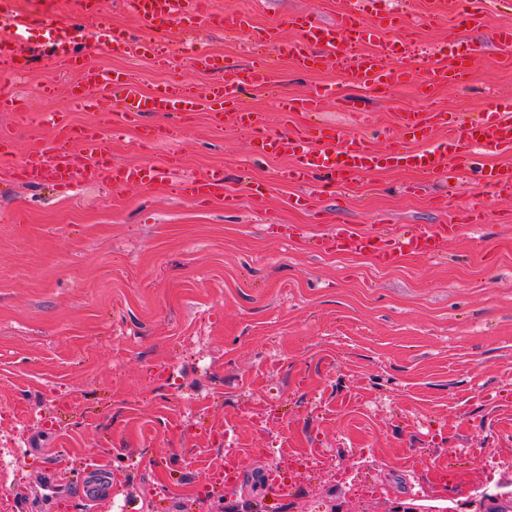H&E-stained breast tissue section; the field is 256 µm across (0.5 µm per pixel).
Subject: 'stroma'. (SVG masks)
Masks as SVG:
<instances>
[{
  "mask_svg": "<svg viewBox=\"0 0 512 512\" xmlns=\"http://www.w3.org/2000/svg\"><path fill=\"white\" fill-rule=\"evenodd\" d=\"M256 26L309 12L324 22L351 0H210ZM404 15L402 38L420 49L462 41L476 50L471 75L434 96L417 90V66L388 94L345 86L335 62L306 71L274 59V91L245 87L237 104L265 113L271 131L305 123L277 107L282 95L334 87L317 119L356 127L373 117L380 149L400 146L397 113L449 116L512 101V65L494 32L512 28V0L488 6L483 25L459 28L450 0H382ZM85 28L172 48L166 69L80 43L86 62L128 72L142 91L166 81L204 88L217 72L193 57L251 64L253 47L219 27L191 35L143 26L116 0H99ZM79 72L37 64L0 76V112L13 153L0 168L45 151L52 118L104 130L113 161L160 163L166 178L119 187L80 176L65 187L0 182V512H29L37 479L68 495L39 512H483L512 497V220L488 203L439 258L384 265L369 255L318 252L311 243L345 224H443V198H478L460 175L385 170L324 188L278 178L289 160L253 158L248 136L215 125L208 110L182 121L122 122L107 90L95 107L72 106ZM359 102L358 112L346 103ZM169 140L143 146L147 127ZM220 168L233 207L198 203L169 183ZM306 195L309 208L291 205ZM278 224L295 226L290 239ZM494 464L480 474L474 449ZM245 453L246 480L224 492V453ZM92 461L110 469L95 500L77 486ZM273 467L290 475V504L268 491Z\"/></svg>",
  "mask_w": 512,
  "mask_h": 512,
  "instance_id": "35a3bbf8",
  "label": "stroma"
}]
</instances>
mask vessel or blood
Listing matches in <instances>:
<instances>
[{"label": "vessel or blood", "mask_w": 512, "mask_h": 512, "mask_svg": "<svg viewBox=\"0 0 512 512\" xmlns=\"http://www.w3.org/2000/svg\"><path fill=\"white\" fill-rule=\"evenodd\" d=\"M145 24L165 28L181 25L183 21L195 24L219 23L225 32L239 34L247 31L248 21L239 13L218 14L211 11L208 0H123ZM34 23L31 15L0 11V25L10 30L7 39L0 40V60L24 54L26 60L46 58L63 68H84L83 59L72 44L78 26L66 20L47 21L48 35L37 44H29L27 33ZM396 25L393 18L377 15L365 19L363 9H350L340 13L334 23H325L311 14H303L298 25L296 40H282L279 29L272 28L260 36L259 41L274 46L281 55L297 58L305 64L319 65L334 59L343 63V73L348 84L354 87L394 84L405 78L400 64L403 55L409 54V43L392 46L390 35ZM111 51L127 56L150 55L158 61L166 56L153 44L135 41L123 35L113 36ZM465 54L449 58L444 48L428 53V65L421 77L423 92H431L441 86L462 82L463 74L457 73L456 62L465 61ZM196 67L204 71L223 70L222 81L209 85L205 91H197L187 84H169L155 92H142L124 72L112 75L110 90L123 102L122 113L128 118H140L152 113H176L187 119L198 112L201 104H208L215 116L225 114V105L234 102L242 87H264L269 83L271 62L261 58L247 71L224 68L220 59L201 57L195 59ZM83 81L70 86L71 102L87 107L93 105L100 89L98 73L84 69ZM283 112H300L315 115L321 109L320 97L284 96L280 99ZM232 122L248 131L254 148L263 153H275L290 158L291 163L283 179L290 184L306 183L312 174H327L331 183L346 186L356 183L369 173L386 168H412L424 174H433L448 168L465 171L474 148L493 149L504 154L501 165H494L480 172L479 182L488 188L494 200L512 201V103L496 110L479 113L465 122L449 119L447 112H406L399 114L396 123L406 142L405 147L388 151L377 150L364 130L346 131L316 123L305 130H291L273 135L267 130L263 113L238 110L229 113ZM448 129L447 139L435 137L438 129ZM94 167L96 171L111 177L119 186L139 185L153 179L155 165L128 166L111 162L101 130L79 127L68 122H58L51 154L35 152L13 165L16 178L30 182L52 181L57 185H69L75 168ZM177 195L186 196L200 203L215 199L225 205H233L235 198L224 182L223 172L216 171L202 179L173 182ZM449 220L444 224L414 226L404 232L365 233L357 226L345 225L336 236L322 239V250L365 252L386 264L397 263L406 255L435 257L453 240L463 222H479L483 210L477 206L460 207L455 200L443 202Z\"/></svg>", "instance_id": "1"}]
</instances>
